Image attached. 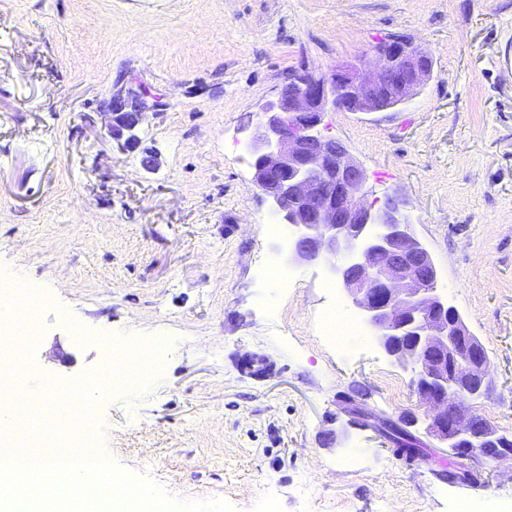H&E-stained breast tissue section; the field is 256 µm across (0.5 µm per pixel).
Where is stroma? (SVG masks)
<instances>
[{"label": "stroma", "instance_id": "stroma-1", "mask_svg": "<svg viewBox=\"0 0 512 512\" xmlns=\"http://www.w3.org/2000/svg\"><path fill=\"white\" fill-rule=\"evenodd\" d=\"M403 35L432 56L411 100L329 112L324 132L397 192L439 286L485 345L476 410L512 430V0H0V274L53 302L36 366L101 367L106 333L162 340L150 370L95 405L104 457L189 501L234 512H486L512 504V460L448 480L424 437L409 459L384 422L417 412L411 373L370 327L325 342L330 307L356 315L330 261L272 234L247 143L258 108L299 70L372 65ZM161 102L121 153L112 96ZM277 265L290 288L267 276ZM271 366L255 377L245 356Z\"/></svg>", "mask_w": 512, "mask_h": 512}]
</instances>
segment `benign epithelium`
I'll use <instances>...</instances> for the list:
<instances>
[{"label":"benign epithelium","mask_w":512,"mask_h":512,"mask_svg":"<svg viewBox=\"0 0 512 512\" xmlns=\"http://www.w3.org/2000/svg\"><path fill=\"white\" fill-rule=\"evenodd\" d=\"M432 72V57L398 37L379 48L369 75L355 66L297 72L258 116L249 143L253 180L295 230L296 258L338 259L334 274L381 349L411 370L425 433L459 460L509 459L512 434L472 411L488 389L487 350L440 292L436 264L412 233L403 199L393 192L364 203L363 168L322 129L324 112H380L382 95L407 100ZM143 108L133 92L111 98L107 130L120 150L138 144Z\"/></svg>","instance_id":"benign-epithelium-1"}]
</instances>
